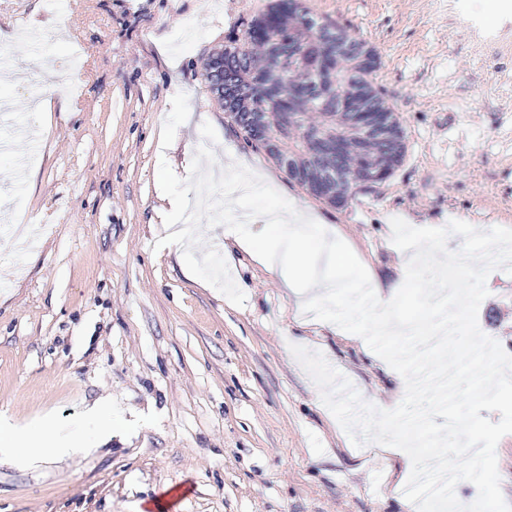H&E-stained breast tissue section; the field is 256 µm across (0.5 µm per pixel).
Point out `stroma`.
I'll return each mask as SVG.
<instances>
[{"instance_id":"35a3bbf8","label":"stroma","mask_w":512,"mask_h":512,"mask_svg":"<svg viewBox=\"0 0 512 512\" xmlns=\"http://www.w3.org/2000/svg\"><path fill=\"white\" fill-rule=\"evenodd\" d=\"M269 0H0V421L91 440L109 399L118 431L90 453L0 463V512H402L389 466L322 403L291 345L321 352L391 409L402 377L368 346L305 322L280 281L224 239L259 232L275 198L332 224L381 284L397 277L392 218L512 228V0H477L472 34L448 0H306L380 55L376 84L406 134L401 165L334 208L246 143L203 64ZM262 175L244 196L229 155ZM213 180L189 179L197 156ZM198 198L185 262L161 210ZM480 328L512 353V275L492 271Z\"/></svg>"}]
</instances>
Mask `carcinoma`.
Wrapping results in <instances>:
<instances>
[{"label": "carcinoma", "mask_w": 512, "mask_h": 512, "mask_svg": "<svg viewBox=\"0 0 512 512\" xmlns=\"http://www.w3.org/2000/svg\"><path fill=\"white\" fill-rule=\"evenodd\" d=\"M379 56L347 29L318 23L304 0H271L242 38L224 45V111L244 139L280 167L283 159L309 172L329 163L336 140L348 142L346 168L373 163L386 154L391 175L405 156V136L398 116L375 85ZM321 72L324 87L315 92L310 72ZM356 96L373 112L385 139L361 156L359 133L340 113L344 99ZM363 174L347 181L343 195L328 198L294 175L315 198L331 206L348 203Z\"/></svg>", "instance_id": "cac0c4a2"}]
</instances>
